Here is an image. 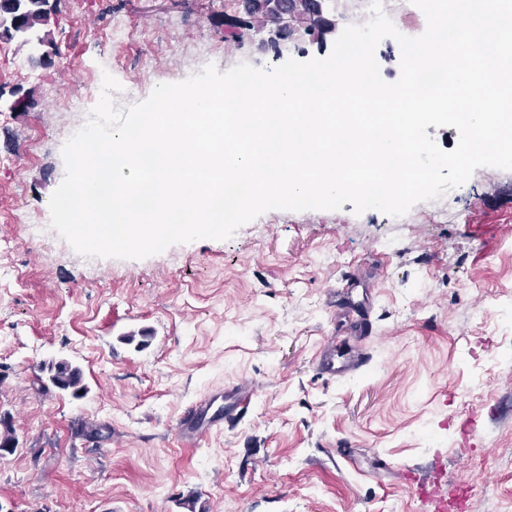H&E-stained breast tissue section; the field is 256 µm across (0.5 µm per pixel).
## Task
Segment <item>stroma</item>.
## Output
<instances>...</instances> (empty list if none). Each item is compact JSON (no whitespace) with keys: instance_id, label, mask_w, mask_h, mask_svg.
Listing matches in <instances>:
<instances>
[{"instance_id":"1","label":"stroma","mask_w":512,"mask_h":512,"mask_svg":"<svg viewBox=\"0 0 512 512\" xmlns=\"http://www.w3.org/2000/svg\"><path fill=\"white\" fill-rule=\"evenodd\" d=\"M44 30L0 40V416L17 440L0 512H425L416 484L437 471L468 512H512V171L400 217L271 210L228 240L86 258L48 227L84 122L67 95L95 106L106 73L147 96L209 64L269 66V29L240 0H62ZM330 344L363 366L323 374ZM61 360L82 398L49 383ZM241 384L237 424L179 437Z\"/></svg>"}]
</instances>
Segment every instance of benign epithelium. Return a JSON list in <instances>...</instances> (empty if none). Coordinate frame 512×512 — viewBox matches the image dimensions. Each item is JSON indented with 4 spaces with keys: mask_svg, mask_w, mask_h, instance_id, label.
Masks as SVG:
<instances>
[{
    "mask_svg": "<svg viewBox=\"0 0 512 512\" xmlns=\"http://www.w3.org/2000/svg\"><path fill=\"white\" fill-rule=\"evenodd\" d=\"M263 4V10L257 19L267 24L273 23L274 28L270 30L267 40V47L274 53V59L282 58V43H290L300 39L303 31L318 26L321 28V37L336 33L337 21L325 17V0H315L309 4L308 0H292L288 15L276 17L278 4L276 0H259Z\"/></svg>",
    "mask_w": 512,
    "mask_h": 512,
    "instance_id": "benign-epithelium-1",
    "label": "benign epithelium"
}]
</instances>
